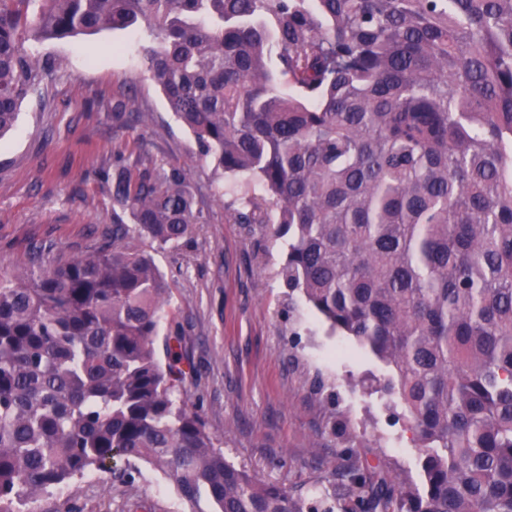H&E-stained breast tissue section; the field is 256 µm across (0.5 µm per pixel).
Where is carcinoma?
I'll return each instance as SVG.
<instances>
[{
    "label": "carcinoma",
    "mask_w": 512,
    "mask_h": 512,
    "mask_svg": "<svg viewBox=\"0 0 512 512\" xmlns=\"http://www.w3.org/2000/svg\"><path fill=\"white\" fill-rule=\"evenodd\" d=\"M144 26L145 63L290 292L392 371L420 484L340 453L295 498L230 462L157 347L153 252L201 223L180 165L112 163V230L0 276V512L144 465L213 512H512V0H0V138L35 43ZM137 97L116 101L125 126Z\"/></svg>",
    "instance_id": "carcinoma-1"
}]
</instances>
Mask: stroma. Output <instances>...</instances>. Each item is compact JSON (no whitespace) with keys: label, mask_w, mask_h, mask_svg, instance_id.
Here are the masks:
<instances>
[{"label":"stroma","mask_w":512,"mask_h":512,"mask_svg":"<svg viewBox=\"0 0 512 512\" xmlns=\"http://www.w3.org/2000/svg\"><path fill=\"white\" fill-rule=\"evenodd\" d=\"M142 41L123 30L35 46L51 62L0 140V275L77 256L112 227L117 144L130 163L148 154L190 173L201 222L187 245L155 255L170 283L167 310L183 328L189 404L234 464L261 480L308 492L334 479L339 453L410 479L420 452L401 409L378 388L389 369L351 338L330 332L278 276L283 242L235 223L224 177L199 158L194 135L150 78ZM135 91L147 118L121 129L112 105ZM347 421L346 436L336 433ZM128 500L151 512H183L173 482L142 469L133 485L111 474L77 478L30 504V512H115Z\"/></svg>","instance_id":"obj_1"}]
</instances>
